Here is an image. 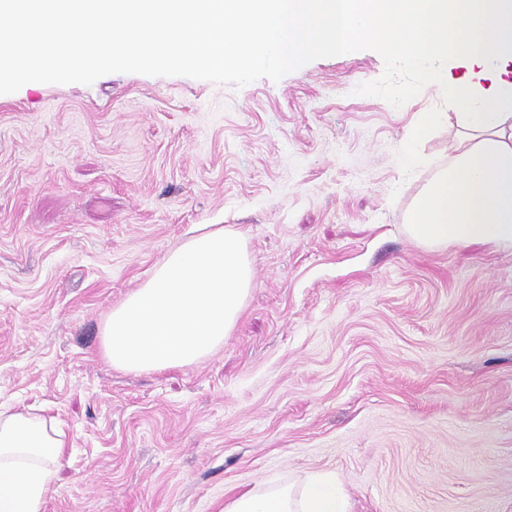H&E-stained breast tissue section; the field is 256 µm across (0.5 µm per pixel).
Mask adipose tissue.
I'll return each mask as SVG.
<instances>
[{
	"label": "adipose tissue",
	"instance_id": "ef3b65f1",
	"mask_svg": "<svg viewBox=\"0 0 512 512\" xmlns=\"http://www.w3.org/2000/svg\"><path fill=\"white\" fill-rule=\"evenodd\" d=\"M69 442L55 418L0 409V512H45ZM224 512H349L336 472L315 470L300 482L257 485L228 498Z\"/></svg>",
	"mask_w": 512,
	"mask_h": 512
}]
</instances>
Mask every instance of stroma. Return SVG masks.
<instances>
[{
  "label": "stroma",
  "mask_w": 512,
  "mask_h": 512,
  "mask_svg": "<svg viewBox=\"0 0 512 512\" xmlns=\"http://www.w3.org/2000/svg\"><path fill=\"white\" fill-rule=\"evenodd\" d=\"M383 72L361 50L242 87L0 95V404L72 444L45 512H223L319 469L351 512H512V250L405 233L458 126L431 86L398 108L356 94ZM202 224L239 231L255 270L223 346L112 367V308Z\"/></svg>",
  "instance_id": "1"
}]
</instances>
